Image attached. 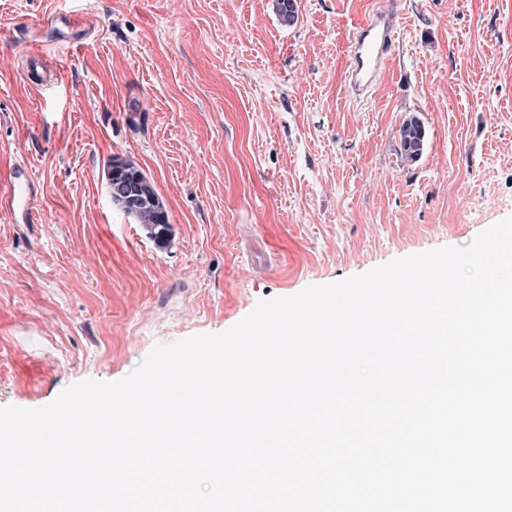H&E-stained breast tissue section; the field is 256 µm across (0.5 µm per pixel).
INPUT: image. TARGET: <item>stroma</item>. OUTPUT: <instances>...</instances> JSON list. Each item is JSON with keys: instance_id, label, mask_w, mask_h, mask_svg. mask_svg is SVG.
Masks as SVG:
<instances>
[{"instance_id": "1", "label": "stroma", "mask_w": 512, "mask_h": 512, "mask_svg": "<svg viewBox=\"0 0 512 512\" xmlns=\"http://www.w3.org/2000/svg\"><path fill=\"white\" fill-rule=\"evenodd\" d=\"M297 3L289 26L274 0H0V187L27 164L40 218L0 215V406L512 216V0ZM375 11L403 37L358 101L347 47ZM408 112L428 142L404 163ZM114 157L154 181L166 245L113 208Z\"/></svg>"}]
</instances>
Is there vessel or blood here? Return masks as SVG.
I'll return each mask as SVG.
<instances>
[{"label": "vessel or blood", "instance_id": "vessel-or-blood-1", "mask_svg": "<svg viewBox=\"0 0 512 512\" xmlns=\"http://www.w3.org/2000/svg\"><path fill=\"white\" fill-rule=\"evenodd\" d=\"M398 39L399 28L390 13H372L354 30L349 42L347 80L356 97L367 96L377 85ZM36 192L27 166H17L7 188L0 190V212L6 213L14 224L35 223L30 201Z\"/></svg>", "mask_w": 512, "mask_h": 512}]
</instances>
